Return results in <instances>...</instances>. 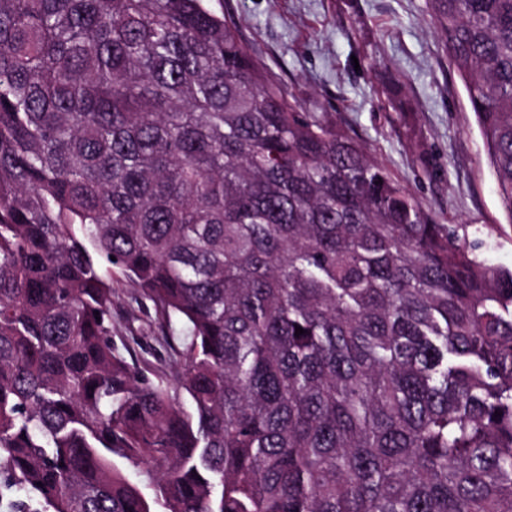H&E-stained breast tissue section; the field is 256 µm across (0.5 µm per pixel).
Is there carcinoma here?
<instances>
[{"label":"carcinoma","mask_w":512,"mask_h":512,"mask_svg":"<svg viewBox=\"0 0 512 512\" xmlns=\"http://www.w3.org/2000/svg\"><path fill=\"white\" fill-rule=\"evenodd\" d=\"M210 2L0 0V500L512 512V271ZM429 4L512 224V0ZM104 263L185 330L174 381L114 344Z\"/></svg>","instance_id":"cac0c4a2"}]
</instances>
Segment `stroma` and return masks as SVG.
I'll return each mask as SVG.
<instances>
[{"instance_id":"35a3bbf8","label":"stroma","mask_w":512,"mask_h":512,"mask_svg":"<svg viewBox=\"0 0 512 512\" xmlns=\"http://www.w3.org/2000/svg\"><path fill=\"white\" fill-rule=\"evenodd\" d=\"M269 77L304 111L346 128L432 220L461 226L489 264L512 270L501 211L467 94L429 27L428 0H221ZM112 332L146 377L173 352L131 313L138 290L112 274Z\"/></svg>"}]
</instances>
